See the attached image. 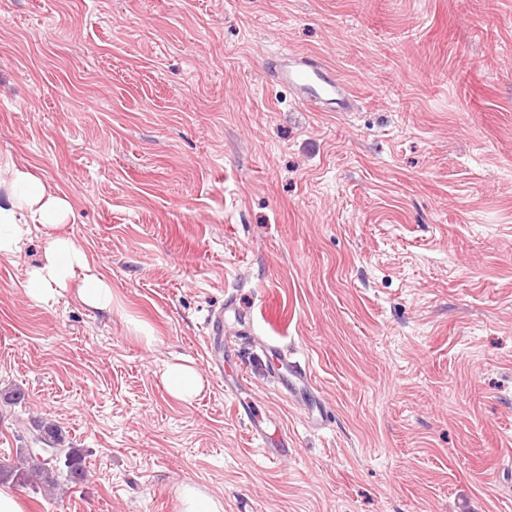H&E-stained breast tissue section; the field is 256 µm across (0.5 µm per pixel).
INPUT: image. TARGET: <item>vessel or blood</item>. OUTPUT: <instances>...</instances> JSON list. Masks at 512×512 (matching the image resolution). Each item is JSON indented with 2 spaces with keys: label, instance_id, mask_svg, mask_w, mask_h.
<instances>
[{
  "label": "vessel or blood",
  "instance_id": "1",
  "mask_svg": "<svg viewBox=\"0 0 512 512\" xmlns=\"http://www.w3.org/2000/svg\"><path fill=\"white\" fill-rule=\"evenodd\" d=\"M270 74L278 84L287 86L304 105L319 112H350L356 107V99L347 86L326 66L312 56L294 57L281 52L272 59ZM233 301H226L224 309L215 310L207 323L208 334L204 338V358L215 376L224 374V357L232 356V349H221L224 335V312L235 309ZM282 371L279 381L287 398H295L298 384L304 383L306 371L280 356ZM233 403L237 419L244 423L251 438L267 446L269 460L275 461L288 453V437L276 428L269 416L258 413L254 400L248 399L243 384L235 386Z\"/></svg>",
  "mask_w": 512,
  "mask_h": 512
}]
</instances>
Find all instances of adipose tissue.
<instances>
[{"label": "adipose tissue", "instance_id": "obj_1", "mask_svg": "<svg viewBox=\"0 0 512 512\" xmlns=\"http://www.w3.org/2000/svg\"><path fill=\"white\" fill-rule=\"evenodd\" d=\"M4 191L0 192V258L19 256L32 226L46 231L41 260L25 273L23 287L35 302L52 305L60 292L74 287L87 306L111 311V283L98 272L87 253L67 235L59 234L74 211L68 199L25 169L7 167Z\"/></svg>", "mask_w": 512, "mask_h": 512}]
</instances>
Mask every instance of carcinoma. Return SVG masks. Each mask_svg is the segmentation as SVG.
Returning <instances> with one entry per match:
<instances>
[{
    "instance_id": "1",
    "label": "carcinoma",
    "mask_w": 512,
    "mask_h": 512,
    "mask_svg": "<svg viewBox=\"0 0 512 512\" xmlns=\"http://www.w3.org/2000/svg\"><path fill=\"white\" fill-rule=\"evenodd\" d=\"M64 467H43L32 463L26 449H16L17 461L0 463V482L18 485L36 484L50 492L62 486L74 487L85 479L84 455L78 448H64Z\"/></svg>"
}]
</instances>
